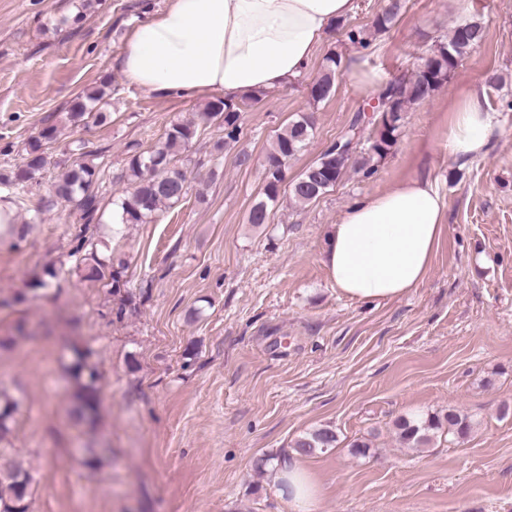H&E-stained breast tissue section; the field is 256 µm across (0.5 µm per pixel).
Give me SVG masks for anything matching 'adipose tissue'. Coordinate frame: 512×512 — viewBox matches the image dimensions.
<instances>
[{"instance_id":"obj_1","label":"adipose tissue","mask_w":512,"mask_h":512,"mask_svg":"<svg viewBox=\"0 0 512 512\" xmlns=\"http://www.w3.org/2000/svg\"><path fill=\"white\" fill-rule=\"evenodd\" d=\"M357 7L358 0H167L131 29L120 68L161 99L220 93L234 101L303 76L327 33ZM496 130L473 87L448 114L445 147L454 160L467 161L486 153ZM445 212L426 175L354 201L326 233L330 279L357 301L403 296L426 277ZM277 480L294 512H314L319 487L306 468L282 464Z\"/></svg>"}]
</instances>
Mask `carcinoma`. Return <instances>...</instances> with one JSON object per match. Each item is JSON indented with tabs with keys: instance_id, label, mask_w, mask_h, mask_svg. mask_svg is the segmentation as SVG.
<instances>
[{
	"instance_id": "obj_1",
	"label": "carcinoma",
	"mask_w": 512,
	"mask_h": 512,
	"mask_svg": "<svg viewBox=\"0 0 512 512\" xmlns=\"http://www.w3.org/2000/svg\"><path fill=\"white\" fill-rule=\"evenodd\" d=\"M404 6V0H388L385 10L372 23L373 33L387 32ZM485 27L479 20L470 19L457 23L448 36L438 41L429 53L437 65L432 79L422 84L418 81L396 79L390 82L379 95L378 111L381 125L365 152L363 161L387 156L397 144L401 116L399 113L417 102L425 101L442 87L451 77L461 61L471 49L483 41ZM340 70V58L331 53L324 58L315 83L322 93L313 96L318 103L330 98L336 89ZM106 94L104 88H95L81 97L75 98L69 108L70 121L78 125L90 121L103 123L107 116L96 109ZM241 105L237 102L218 100L209 103L199 120H180L170 124L164 137L147 151L133 154L128 161V180L132 191L124 197L112 211V231L119 232L126 224H144L154 219L159 212L179 203L187 190V170L179 165L181 155L195 139L199 122L215 124L224 131V137L214 144L217 153L224 146L238 140L241 126ZM366 123L365 112H358L342 136L340 145L349 146L360 140V133ZM315 117L312 113L302 114L285 126L276 135L266 153L264 164L265 185L262 197L251 207L248 223L261 227L268 223L269 208L278 202L281 183L285 179L289 160L303 150L313 138ZM56 137V128L50 126L40 132V138L29 145L27 161L17 171L0 173V184H10L18 191L24 190L26 183L34 180L46 167L47 157L42 150L41 140L51 141ZM356 159V152L336 156V148L328 147L321 151L288 185L289 199L297 206L304 207L334 187L347 167ZM99 171L90 163H78L64 171L53 184V196L76 204L81 219L86 224L97 223L101 219L100 200L95 191ZM70 256L78 260L77 269L83 280L88 282L107 281L112 291L119 292L125 285L123 274L126 261L118 259L106 262L99 258L97 245L85 237L78 238ZM74 372L79 379L75 393V414L82 420L95 419L101 403L97 374L84 361V354H77ZM473 427L468 416L450 408L437 413L416 417H400L394 422L398 441L406 448H426L436 434L447 431L454 438H465ZM338 436L330 426H322L300 436L294 442L296 451L311 454L320 449L336 447ZM31 483L29 472L13 466L0 470V512H28V488Z\"/></svg>"
}]
</instances>
